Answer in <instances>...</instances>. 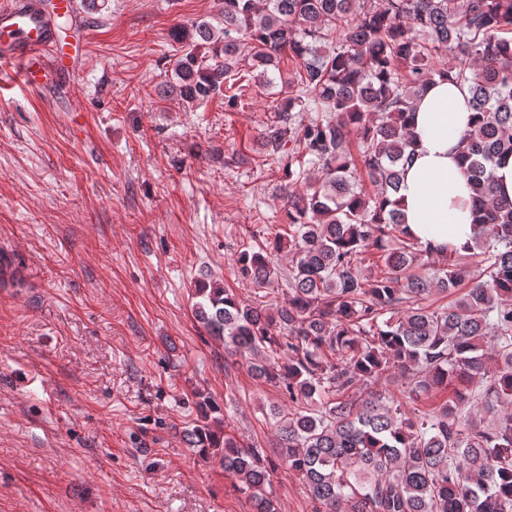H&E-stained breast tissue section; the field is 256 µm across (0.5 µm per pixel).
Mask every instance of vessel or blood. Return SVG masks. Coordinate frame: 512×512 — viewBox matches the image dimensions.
I'll list each match as a JSON object with an SVG mask.
<instances>
[{"mask_svg":"<svg viewBox=\"0 0 512 512\" xmlns=\"http://www.w3.org/2000/svg\"><path fill=\"white\" fill-rule=\"evenodd\" d=\"M71 8L72 0H55L49 11L38 0H0V70L12 72L33 90L77 71L78 62L59 61L63 49L56 17Z\"/></svg>","mask_w":512,"mask_h":512,"instance_id":"b4317fda","label":"vessel or blood"}]
</instances>
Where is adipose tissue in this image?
Listing matches in <instances>:
<instances>
[{
    "mask_svg": "<svg viewBox=\"0 0 512 512\" xmlns=\"http://www.w3.org/2000/svg\"><path fill=\"white\" fill-rule=\"evenodd\" d=\"M466 88L434 80L409 114L414 140L396 195L408 233L438 248L462 249L470 241L472 206L457 145L472 110Z\"/></svg>",
    "mask_w": 512,
    "mask_h": 512,
    "instance_id": "adipose-tissue-1",
    "label": "adipose tissue"
}]
</instances>
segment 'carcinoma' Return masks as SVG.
<instances>
[{
  "label": "carcinoma",
  "mask_w": 512,
  "mask_h": 512,
  "mask_svg": "<svg viewBox=\"0 0 512 512\" xmlns=\"http://www.w3.org/2000/svg\"><path fill=\"white\" fill-rule=\"evenodd\" d=\"M173 37L172 90L187 103L224 91L246 41L267 83L282 51L295 62L264 133L288 179V232L238 253L261 298L201 281L194 314L285 390L294 410L272 413L273 448L314 512H512V201L493 177L512 155V0H224V28ZM201 45L221 61L199 60ZM436 76L467 87L476 112L459 141L474 211L464 254L407 235L389 207L411 162L407 113ZM285 249L288 298L272 310L271 256ZM443 390L427 411L404 407ZM198 398L189 446L219 459L253 512H278L272 459Z\"/></svg>",
  "instance_id": "1"
}]
</instances>
